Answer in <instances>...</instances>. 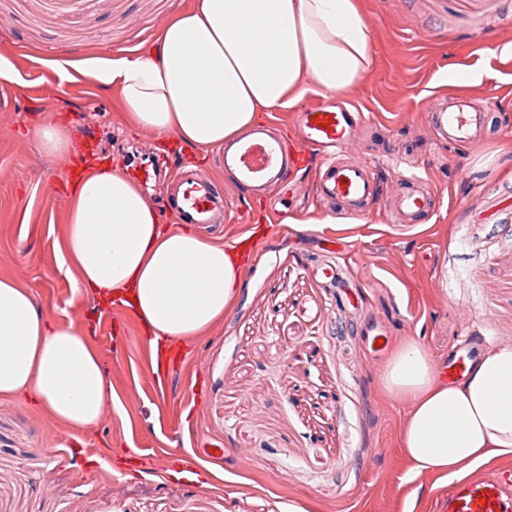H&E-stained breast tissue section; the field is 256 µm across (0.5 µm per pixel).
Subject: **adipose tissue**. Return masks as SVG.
I'll return each instance as SVG.
<instances>
[{
	"label": "adipose tissue",
	"instance_id": "adipose-tissue-1",
	"mask_svg": "<svg viewBox=\"0 0 512 512\" xmlns=\"http://www.w3.org/2000/svg\"><path fill=\"white\" fill-rule=\"evenodd\" d=\"M370 67L356 0H195L155 47L85 64L117 91L124 125L201 151L307 91H350ZM60 259L76 269L77 289L125 298L153 346L203 335L234 306L244 276L235 245L164 226L150 198L109 165L86 169L71 188ZM385 380L410 405L402 446L416 470L456 476L512 457L511 346L487 345L450 384L424 348L406 343ZM110 392L89 338L47 321L29 289L0 277V401L36 404L62 427L88 432Z\"/></svg>",
	"mask_w": 512,
	"mask_h": 512
}]
</instances>
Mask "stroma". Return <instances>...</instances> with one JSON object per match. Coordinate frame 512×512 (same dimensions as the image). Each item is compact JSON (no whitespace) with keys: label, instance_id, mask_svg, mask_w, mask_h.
Listing matches in <instances>:
<instances>
[{"label":"stroma","instance_id":"1","mask_svg":"<svg viewBox=\"0 0 512 512\" xmlns=\"http://www.w3.org/2000/svg\"><path fill=\"white\" fill-rule=\"evenodd\" d=\"M192 4L0 0V276L28 288L48 321L89 336L112 383L72 457L37 407L0 404V512H444L449 481L411 472L408 405L383 375L406 341L441 366L468 333L512 346V0H358L371 68L336 100L369 124L347 151L374 165L386 197L418 168L436 209L418 225L381 207L313 230L325 210L308 188L275 192L250 218L231 200L228 224L203 235L253 239L245 284L160 382L139 320L79 291L61 265L70 198L32 131L59 121L73 146L97 137L98 159L116 165L145 146L151 134L124 127L117 93L83 63L150 46ZM453 93L493 115L487 141L461 159L425 112L430 96ZM335 261L362 288L357 308H337L321 275ZM212 444L224 456L202 460V481L158 477L171 450Z\"/></svg>","mask_w":512,"mask_h":512}]
</instances>
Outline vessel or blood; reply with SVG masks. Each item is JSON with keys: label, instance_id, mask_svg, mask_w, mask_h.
Listing matches in <instances>:
<instances>
[{"label": "vessel or blood", "instance_id": "obj_1", "mask_svg": "<svg viewBox=\"0 0 512 512\" xmlns=\"http://www.w3.org/2000/svg\"><path fill=\"white\" fill-rule=\"evenodd\" d=\"M427 120L437 141L467 149L483 144L490 130L489 113L464 96L430 98ZM365 123L362 112L314 105L300 113L295 137H282L271 123L256 125L218 151L216 162L227 179L226 186H218L207 172L183 163L174 169L166 201L180 224L202 227L218 223L223 216L225 188L259 198L307 173L317 201L351 216L364 215L381 199L379 180L372 164L344 160L342 152ZM124 174L142 184L158 176L143 158L129 161ZM400 181L399 190L389 199L390 211L397 223H421L434 211L437 198L416 171L401 174ZM477 355L476 344L463 339L448 361L449 377L466 373ZM445 512H512V469L453 482Z\"/></svg>", "mask_w": 512, "mask_h": 512}]
</instances>
